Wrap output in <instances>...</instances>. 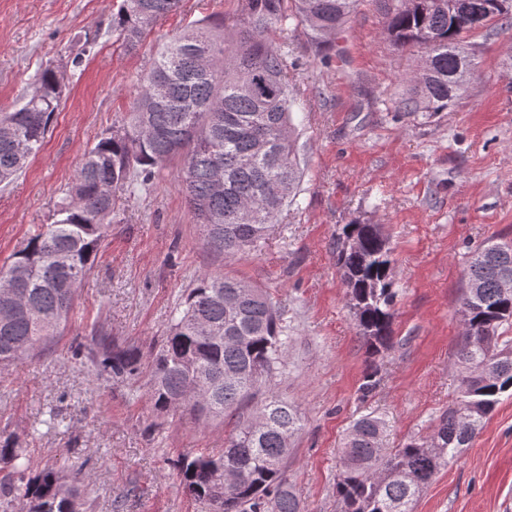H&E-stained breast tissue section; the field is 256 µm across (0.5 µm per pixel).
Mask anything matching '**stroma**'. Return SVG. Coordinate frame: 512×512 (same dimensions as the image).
I'll list each match as a JSON object with an SVG mask.
<instances>
[{"instance_id":"1","label":"stroma","mask_w":512,"mask_h":512,"mask_svg":"<svg viewBox=\"0 0 512 512\" xmlns=\"http://www.w3.org/2000/svg\"><path fill=\"white\" fill-rule=\"evenodd\" d=\"M119 2L0 0V112L19 105L45 67L65 84L41 151L0 188V264L52 223L62 188L97 135L131 112L165 38L206 17L223 24L229 43L245 26L243 0H183L130 53L112 31ZM386 27L383 0H363L327 45L291 24L270 31L301 103V178L258 249L212 252L179 162L165 164L147 189L120 192L63 335L43 354L0 368V436L15 437L32 469L81 478L86 512H212L186 491L175 463L221 454L233 420L158 412L149 372L115 378L91 354L71 351L100 329L149 362L204 272L244 279L282 306L290 343L268 387L301 417L286 468L301 512H341L338 450L354 419L386 415L393 448L428 434L454 403L467 262L488 241H512V28L471 32L466 92L421 116L397 109L421 54L397 49ZM348 224L379 225L392 249L394 348L367 396L368 357L336 268ZM416 512H512V395L422 492Z\"/></svg>"}]
</instances>
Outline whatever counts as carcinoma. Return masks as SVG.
<instances>
[{
    "mask_svg": "<svg viewBox=\"0 0 512 512\" xmlns=\"http://www.w3.org/2000/svg\"><path fill=\"white\" fill-rule=\"evenodd\" d=\"M182 0H120L112 31L136 49L144 36ZM448 13V0H398L388 33L401 49L424 50L411 80L405 112H441L466 89L469 33L485 27V0ZM361 0H247L248 29L236 46L201 27L162 43L144 73L128 122L105 130L84 154L62 190L51 224L41 226L0 266V365L54 343L74 312L77 290L90 273L112 224L117 192L134 177L150 179L169 160L181 159L180 181L207 245L225 255L258 247L294 197L300 180L295 150V98L287 61L267 32L289 21L325 44L356 13ZM62 78L44 69L12 112L0 113V185H8L36 156L63 98ZM224 185H214L216 168ZM336 262L347 288L357 334L368 351L392 348L394 318L391 247L376 224H351L336 242ZM512 245L486 244L469 264L460 315L465 336L456 353V403L430 433L388 448L387 416L370 412L351 426L340 451L336 494L342 512H414L420 494L441 468L457 458L484 428L500 396L512 390V343L499 329L512 322ZM224 330L203 337L198 325ZM95 355L114 375H133L137 358L101 334ZM288 334L279 302L267 291L230 276L202 273L150 363L149 396L160 410L184 407L197 417L235 416L279 372ZM301 429L293 405L267 393L236 421L224 452L178 460L181 481L213 512H300L288 490L287 436ZM236 484L222 482L224 470ZM0 505L19 512H83L75 489L51 470L30 474L15 442L0 440Z\"/></svg>",
    "mask_w": 512,
    "mask_h": 512,
    "instance_id": "cac0c4a2",
    "label": "carcinoma"
}]
</instances>
